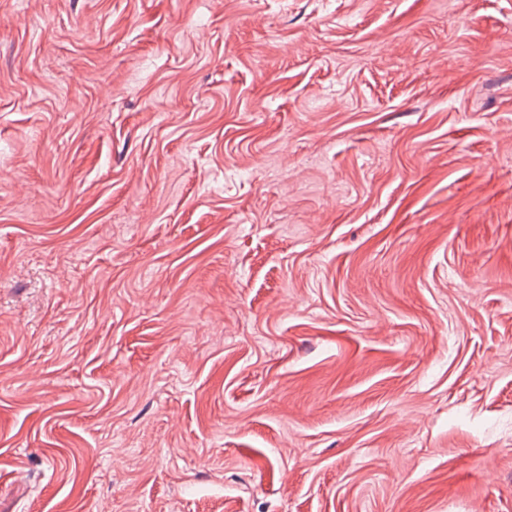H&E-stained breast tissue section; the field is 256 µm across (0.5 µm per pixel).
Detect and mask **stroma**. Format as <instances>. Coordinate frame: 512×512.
<instances>
[{
	"instance_id": "stroma-1",
	"label": "stroma",
	"mask_w": 512,
	"mask_h": 512,
	"mask_svg": "<svg viewBox=\"0 0 512 512\" xmlns=\"http://www.w3.org/2000/svg\"><path fill=\"white\" fill-rule=\"evenodd\" d=\"M0 512H512V0H0Z\"/></svg>"
}]
</instances>
